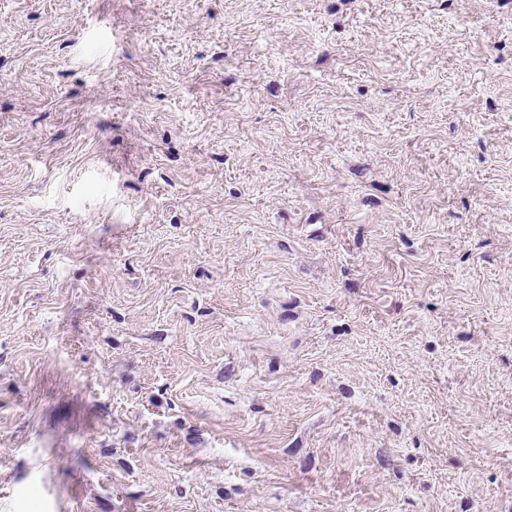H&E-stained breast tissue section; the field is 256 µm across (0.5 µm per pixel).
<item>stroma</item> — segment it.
Instances as JSON below:
<instances>
[{
    "label": "stroma",
    "instance_id": "obj_1",
    "mask_svg": "<svg viewBox=\"0 0 512 512\" xmlns=\"http://www.w3.org/2000/svg\"><path fill=\"white\" fill-rule=\"evenodd\" d=\"M512 0H0V512H512Z\"/></svg>",
    "mask_w": 512,
    "mask_h": 512
}]
</instances>
